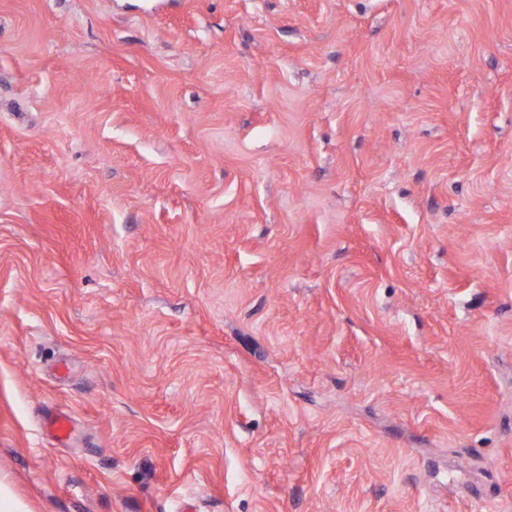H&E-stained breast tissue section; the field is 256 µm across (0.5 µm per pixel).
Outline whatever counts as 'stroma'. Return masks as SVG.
Instances as JSON below:
<instances>
[{
    "label": "stroma",
    "instance_id": "obj_1",
    "mask_svg": "<svg viewBox=\"0 0 512 512\" xmlns=\"http://www.w3.org/2000/svg\"><path fill=\"white\" fill-rule=\"evenodd\" d=\"M0 484L512 512V0H0Z\"/></svg>",
    "mask_w": 512,
    "mask_h": 512
}]
</instances>
